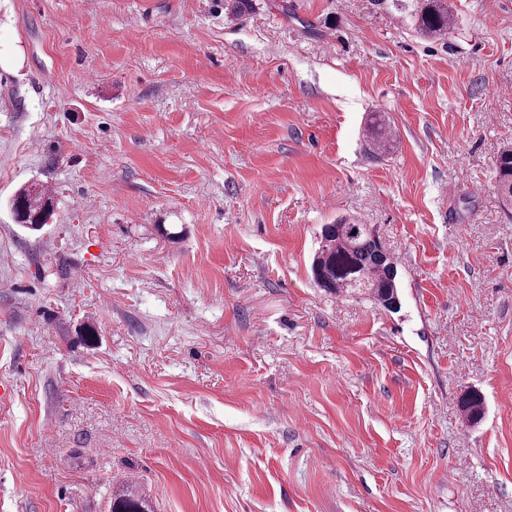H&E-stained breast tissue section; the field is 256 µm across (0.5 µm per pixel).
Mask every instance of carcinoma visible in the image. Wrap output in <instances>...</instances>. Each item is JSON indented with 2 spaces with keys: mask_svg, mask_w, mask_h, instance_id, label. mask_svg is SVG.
Returning a JSON list of instances; mask_svg holds the SVG:
<instances>
[{
  "mask_svg": "<svg viewBox=\"0 0 512 512\" xmlns=\"http://www.w3.org/2000/svg\"><path fill=\"white\" fill-rule=\"evenodd\" d=\"M415 21L421 33L445 36L454 23V16L448 0H423L415 13ZM365 131L373 149L386 152L393 147L394 137L385 113H370ZM496 172L497 191L502 200L512 205V147L501 151ZM13 204L14 215L23 223L33 215L53 208L45 190H22ZM311 271L315 283L329 293L361 291L389 311L396 312L401 308L397 263L368 224L343 219L324 225ZM460 410L468 423L480 421L485 414L482 393L477 389L465 391L460 398ZM109 512L153 510L146 496L127 489L112 495Z\"/></svg>",
  "mask_w": 512,
  "mask_h": 512,
  "instance_id": "cac0c4a2",
  "label": "carcinoma"
}]
</instances>
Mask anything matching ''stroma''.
Here are the masks:
<instances>
[{
	"instance_id": "35a3bbf8",
	"label": "stroma",
	"mask_w": 512,
	"mask_h": 512,
	"mask_svg": "<svg viewBox=\"0 0 512 512\" xmlns=\"http://www.w3.org/2000/svg\"><path fill=\"white\" fill-rule=\"evenodd\" d=\"M420 3L0 0V512H512V0ZM344 217L400 311L315 284ZM415 21L422 34L445 36L454 23V16L447 0H423L415 13ZM365 131L376 151L386 152L393 147L395 140L385 113L370 112ZM496 172L497 191L504 202L512 205V147L501 151ZM25 190L26 188L20 191L12 202V205L14 204V215L17 217V220H14L16 224L26 223L34 214L47 211V209L53 210L51 198L45 189H42V191L31 190L29 192ZM46 214L47 212H44L34 224H23L24 227L34 230L41 229L44 226L43 223L48 220L46 219ZM460 410L470 424L480 421L485 414L482 393L477 389L465 391L460 398ZM110 512H153L151 501L146 496L133 490H123L113 494L110 506Z\"/></svg>"
}]
</instances>
